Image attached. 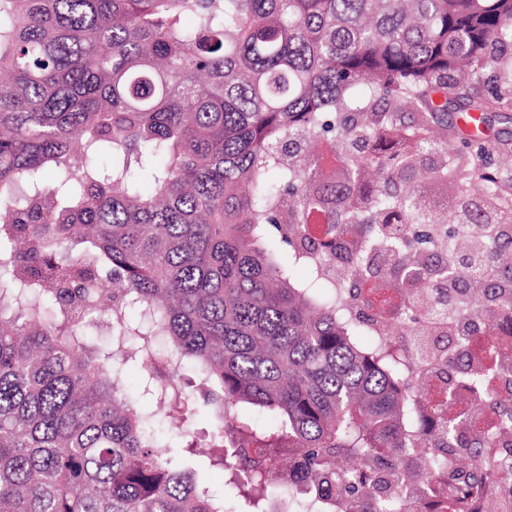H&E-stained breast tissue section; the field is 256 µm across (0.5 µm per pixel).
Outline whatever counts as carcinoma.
Segmentation results:
<instances>
[{
  "instance_id": "cac0c4a2",
  "label": "carcinoma",
  "mask_w": 512,
  "mask_h": 512,
  "mask_svg": "<svg viewBox=\"0 0 512 512\" xmlns=\"http://www.w3.org/2000/svg\"><path fill=\"white\" fill-rule=\"evenodd\" d=\"M508 110L512 0H0V512H404V480L494 512L512 353L463 348L512 319ZM369 282L404 298L364 345ZM439 315L429 407L401 337ZM189 403L248 508L171 453Z\"/></svg>"
}]
</instances>
